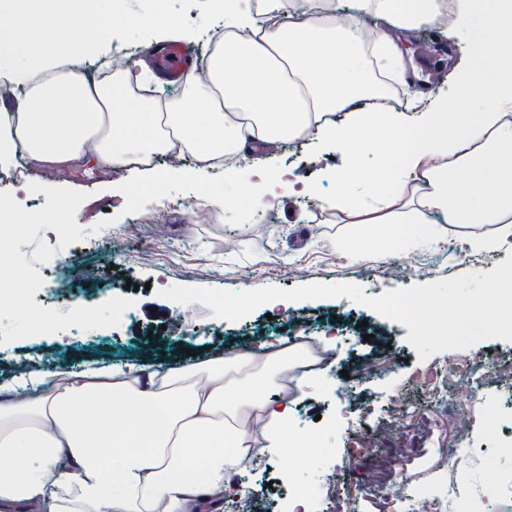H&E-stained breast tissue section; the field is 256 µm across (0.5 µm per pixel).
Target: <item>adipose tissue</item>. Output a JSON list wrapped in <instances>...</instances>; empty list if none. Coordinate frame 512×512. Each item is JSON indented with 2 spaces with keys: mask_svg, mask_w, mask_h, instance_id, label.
<instances>
[{
  "mask_svg": "<svg viewBox=\"0 0 512 512\" xmlns=\"http://www.w3.org/2000/svg\"><path fill=\"white\" fill-rule=\"evenodd\" d=\"M165 2L136 55L91 78L86 61L132 24L123 11L0 0V166L21 156L50 179L76 164L136 170L152 193L172 182L154 158L178 152L193 158L184 177L201 197L223 205L220 173L262 210L317 193L257 156L304 137L341 159L328 207L353 225L338 242L347 257L438 242V213L495 225L478 248L512 245V0H355L352 12L344 0H212L222 37L178 94L146 97L162 45L189 35ZM446 9L477 54L451 96L410 87V115L362 106L382 77H406V39ZM258 348L178 367L96 363L52 385L32 373L24 392L0 391V512H220L256 439L303 461L280 395L297 363L282 343Z\"/></svg>",
  "mask_w": 512,
  "mask_h": 512,
  "instance_id": "ef3b65f1",
  "label": "adipose tissue"
}]
</instances>
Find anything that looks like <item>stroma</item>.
I'll return each mask as SVG.
<instances>
[{"mask_svg": "<svg viewBox=\"0 0 512 512\" xmlns=\"http://www.w3.org/2000/svg\"><path fill=\"white\" fill-rule=\"evenodd\" d=\"M166 8L192 30L187 47L205 53L206 32L219 26L210 0H167ZM261 161L272 172L319 185L320 193L286 198L263 211L242 206L225 212L205 203L193 182L183 179L165 194L139 196L130 206L115 191L134 188L137 172L81 165L53 185L35 169L20 187L0 185V198L29 218L25 224L0 226L15 242L11 260L20 275L19 288L0 294V388L16 381L13 364L21 358L56 381L55 367L43 362L49 349L73 371L99 360L173 365L187 362L190 349L203 355L237 351L282 334L281 319L267 320L266 305L229 322L197 302L159 299V291L174 285L241 290L347 282L378 296L475 270L488 272L511 254L502 248L475 265L416 243L405 255L426 264V271L382 277L376 261H352L336 250L344 227L335 223L325 200L336 190L339 156L295 141L262 153ZM59 197L68 199L72 222L53 237L41 219ZM48 254L63 256L60 268L36 264V257ZM82 262L98 267L97 282L83 284ZM70 298L82 306V317L67 306ZM157 300L169 312L161 329L143 316L144 304ZM287 307L289 314L324 330L346 322L350 333L329 343L332 360L321 371L323 388L296 401L297 429L317 439V452L288 479L281 474L280 458L264 454L262 465L241 486L240 496L252 512H290L284 496L288 490L315 494L323 512H395L396 493L421 495L449 483L456 484L458 496L448 512H512V385L488 383L473 403L462 392L465 379L449 378L448 390L459 399L448 411L411 383L416 374L447 366L460 355L468 358L475 377L487 372L492 360L512 365V342L485 340L422 362L407 340V327L349 298L291 301ZM366 360L374 371L363 378L358 367ZM397 394L416 406L403 420L387 416L386 401ZM463 417L469 420L471 456L448 469L440 449L431 448L427 438L440 435L442 449H451ZM362 423L369 437L391 433L411 442L414 453L395 462L389 486L366 485L364 469L348 456L349 442Z\"/></svg>", "mask_w": 512, "mask_h": 512, "instance_id": "stroma-1", "label": "stroma"}]
</instances>
